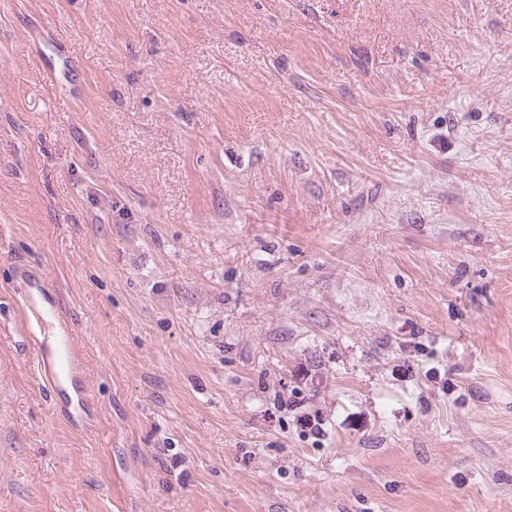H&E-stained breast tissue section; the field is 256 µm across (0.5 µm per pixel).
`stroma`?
<instances>
[{
  "mask_svg": "<svg viewBox=\"0 0 512 512\" xmlns=\"http://www.w3.org/2000/svg\"><path fill=\"white\" fill-rule=\"evenodd\" d=\"M0 512H512V0H0ZM78 365L79 354L65 329L39 349L37 368L46 383L56 391H64L68 381H75Z\"/></svg>",
  "mask_w": 512,
  "mask_h": 512,
  "instance_id": "35a3bbf8",
  "label": "stroma"
}]
</instances>
